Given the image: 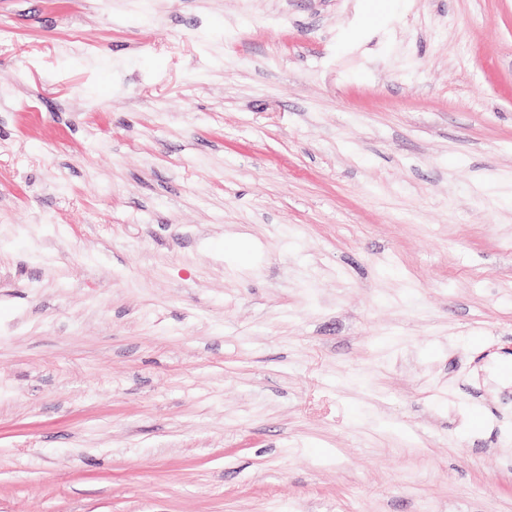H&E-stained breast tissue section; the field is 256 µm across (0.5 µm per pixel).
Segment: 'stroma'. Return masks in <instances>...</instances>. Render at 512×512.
<instances>
[{
  "instance_id": "stroma-1",
  "label": "stroma",
  "mask_w": 512,
  "mask_h": 512,
  "mask_svg": "<svg viewBox=\"0 0 512 512\" xmlns=\"http://www.w3.org/2000/svg\"><path fill=\"white\" fill-rule=\"evenodd\" d=\"M0 0V512H512V0Z\"/></svg>"
}]
</instances>
